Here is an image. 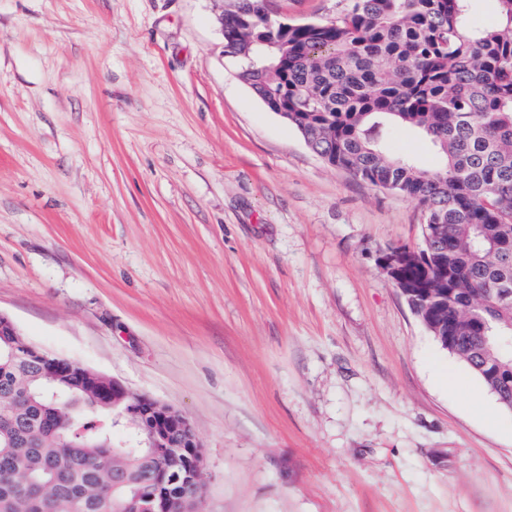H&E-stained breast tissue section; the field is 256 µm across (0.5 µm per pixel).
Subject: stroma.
I'll return each instance as SVG.
<instances>
[{"label": "stroma", "instance_id": "1", "mask_svg": "<svg viewBox=\"0 0 512 512\" xmlns=\"http://www.w3.org/2000/svg\"><path fill=\"white\" fill-rule=\"evenodd\" d=\"M222 8L0 0V313L182 412L201 512H512V410L470 405L376 263L420 246V207L253 94ZM385 145L439 163L411 129Z\"/></svg>", "mask_w": 512, "mask_h": 512}]
</instances>
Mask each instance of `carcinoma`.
<instances>
[{
	"label": "carcinoma",
	"instance_id": "obj_1",
	"mask_svg": "<svg viewBox=\"0 0 512 512\" xmlns=\"http://www.w3.org/2000/svg\"><path fill=\"white\" fill-rule=\"evenodd\" d=\"M470 0H347L335 21L270 24L263 0H228L224 52L240 78L328 164L402 194L442 224L452 356L512 402V0L474 27ZM430 139L425 170L390 157L387 127ZM417 262L409 281L435 277ZM0 335V512H151L174 475L167 450L112 443L91 409L98 372L76 365L52 381L40 360ZM53 384L57 398L42 394ZM80 424L86 434L73 435Z\"/></svg>",
	"mask_w": 512,
	"mask_h": 512
}]
</instances>
